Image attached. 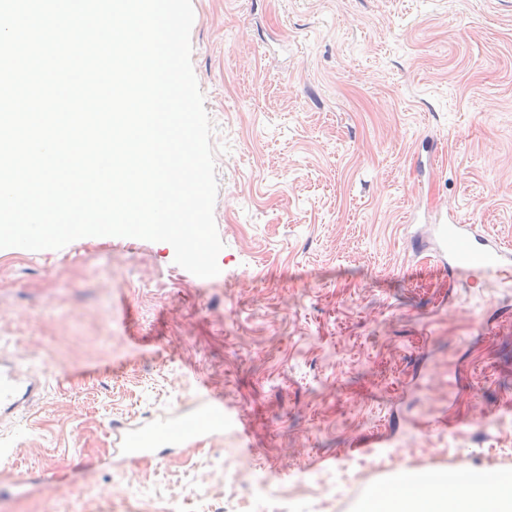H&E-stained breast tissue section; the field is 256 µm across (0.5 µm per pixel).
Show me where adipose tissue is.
I'll return each instance as SVG.
<instances>
[{
	"label": "adipose tissue",
	"instance_id": "ef3b65f1",
	"mask_svg": "<svg viewBox=\"0 0 512 512\" xmlns=\"http://www.w3.org/2000/svg\"><path fill=\"white\" fill-rule=\"evenodd\" d=\"M402 483L375 491L374 512H512V476L435 470L405 474Z\"/></svg>",
	"mask_w": 512,
	"mask_h": 512
}]
</instances>
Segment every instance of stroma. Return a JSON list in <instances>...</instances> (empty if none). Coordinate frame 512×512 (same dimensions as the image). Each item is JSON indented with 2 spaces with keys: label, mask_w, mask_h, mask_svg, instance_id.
Here are the masks:
<instances>
[{
  "label": "stroma",
  "mask_w": 512,
  "mask_h": 512,
  "mask_svg": "<svg viewBox=\"0 0 512 512\" xmlns=\"http://www.w3.org/2000/svg\"><path fill=\"white\" fill-rule=\"evenodd\" d=\"M192 6L220 272L127 237L0 249V356L42 382L0 421V512H365L406 471L512 475V287L429 236L451 210L512 246V0ZM203 384L232 433L113 464Z\"/></svg>",
  "instance_id": "1"
}]
</instances>
